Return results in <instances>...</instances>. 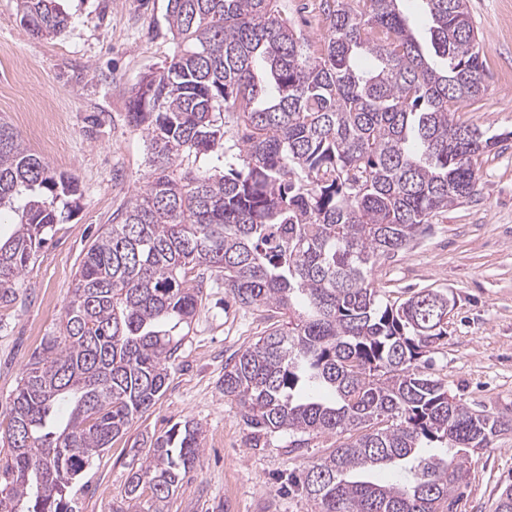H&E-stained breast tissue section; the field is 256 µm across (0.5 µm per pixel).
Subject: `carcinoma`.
<instances>
[{
  "label": "carcinoma",
  "instance_id": "1",
  "mask_svg": "<svg viewBox=\"0 0 512 512\" xmlns=\"http://www.w3.org/2000/svg\"><path fill=\"white\" fill-rule=\"evenodd\" d=\"M276 2L168 0L184 48L143 77L128 112L149 137L153 170L89 246L10 402L0 512H73L81 472L161 395L173 331L191 324L209 271L224 273L239 306L286 317L225 364L221 391L241 405L251 448L274 434L294 447L339 437L299 478L319 512H448L468 452L512 429L425 371L448 327L432 301L448 296L384 302L372 281L436 214L476 195L478 159L498 143L452 118L485 91L467 0H422L427 50L399 0H320L329 34L319 50ZM17 15L37 36L68 23L56 0H17ZM363 53L375 66L357 67ZM225 114L236 116L231 136ZM212 155L227 173L176 169ZM76 192L0 122V209L24 200L0 240L1 306L16 302L62 221L58 202ZM61 402L70 412L59 423ZM201 448L191 421L155 438L128 477L132 507L162 512ZM383 468L397 477L372 479Z\"/></svg>",
  "mask_w": 512,
  "mask_h": 512
}]
</instances>
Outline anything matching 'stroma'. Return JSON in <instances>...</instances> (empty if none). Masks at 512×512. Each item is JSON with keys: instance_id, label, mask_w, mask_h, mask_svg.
<instances>
[{"instance_id": "1", "label": "stroma", "mask_w": 512, "mask_h": 512, "mask_svg": "<svg viewBox=\"0 0 512 512\" xmlns=\"http://www.w3.org/2000/svg\"><path fill=\"white\" fill-rule=\"evenodd\" d=\"M67 29L36 37L20 24L16 0H0V120L54 172L73 178L76 202L51 241L32 259L15 304L0 307V414L32 354L55 330L70 300L82 257L113 213L143 187L150 171L148 140L126 117L132 89L170 60L175 41L165 21L167 0H59ZM317 46L318 0H278ZM485 50V92L461 103L457 122L502 141L478 160L473 199L433 218L429 231L382 262L373 280L382 297L406 298L433 288L454 296L448 335L429 354L432 377L476 412L512 415V0H468ZM269 324L264 310L243 308L212 276L170 366L167 388L127 433L95 456L69 496L75 512L126 506L132 470L151 440L174 424L202 429L197 471L167 500L164 512H319L288 480L336 446L321 435L298 448L273 437L247 444L240 406L224 397L227 359L256 342ZM468 484L452 512H494L512 486V431L469 457Z\"/></svg>"}]
</instances>
